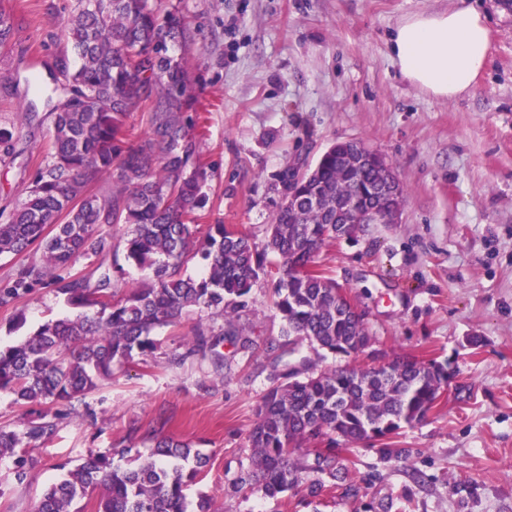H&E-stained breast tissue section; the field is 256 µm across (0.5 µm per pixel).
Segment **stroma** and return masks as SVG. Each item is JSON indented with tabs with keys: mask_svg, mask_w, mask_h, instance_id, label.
I'll list each match as a JSON object with an SVG mask.
<instances>
[{
	"mask_svg": "<svg viewBox=\"0 0 512 512\" xmlns=\"http://www.w3.org/2000/svg\"><path fill=\"white\" fill-rule=\"evenodd\" d=\"M22 30L0 57L28 76L63 49L57 38L74 0H0ZM188 29V69L202 106L200 155L208 178L205 223L246 227L263 243L279 200L275 176L315 164L337 142L359 140L394 167L404 201L392 224H368L356 239L316 256L362 308L374 349L448 369L441 403L395 439L407 458L367 445L344 453L346 478L312 498L299 490L272 499L234 493L250 455L248 434L271 385L267 352L283 362L312 356L290 349L258 282L237 318L254 341L223 344V367L186 355L197 321L222 317L192 309L180 326L155 329L153 354L114 369L110 379L65 406H26L0 391V425L24 428L54 414L53 436L27 454L31 480L0 464V512H33L43 491L91 453L123 437L143 448L153 432L188 443L209 463L189 491L218 512H512V9L500 0H162ZM476 9L491 31L488 62L468 96L435 98L403 79L388 40L407 15ZM0 126L14 128L18 157L0 162V212L22 200L45 155L48 124L28 125L15 97L0 95ZM69 309L39 285L0 306V345L18 343ZM358 486L357 497L345 495Z\"/></svg>",
	"mask_w": 512,
	"mask_h": 512,
	"instance_id": "35a3bbf8",
	"label": "stroma"
}]
</instances>
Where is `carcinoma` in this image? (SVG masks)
Returning <instances> with one entry per match:
<instances>
[{"label": "carcinoma", "mask_w": 512, "mask_h": 512, "mask_svg": "<svg viewBox=\"0 0 512 512\" xmlns=\"http://www.w3.org/2000/svg\"><path fill=\"white\" fill-rule=\"evenodd\" d=\"M20 30L13 13L0 6V47L18 39ZM61 37L67 47L45 64L47 78L0 75V88L19 97L26 123L51 122L46 158L19 205L0 213V255L36 246L41 257L19 266L0 287V305L49 283L80 313L47 321L19 344L0 348V390L23 404L67 405L112 377L114 366L153 352L152 331L181 323L191 308L224 317L225 327L214 340L210 325L196 322L187 353L212 351L223 339L246 349L253 340L234 317L262 279L273 282L284 336L308 342L324 359L366 354L372 340L364 318L350 313L336 297V282L312 266L334 239L336 202L351 200L359 181L383 180L373 166L356 167L362 143L347 141L341 152L320 156L303 188L316 195L300 209H288L280 195L263 246L223 223L207 225L200 240L207 197L199 119L182 117L197 111L199 101L183 59L174 54L188 39L177 7L164 11L159 0H76ZM142 107L150 112L149 130L138 135L128 116ZM13 158L14 131L0 126V160ZM107 172L116 178L112 195L88 193L87 185ZM118 224L125 260L152 270L148 282L123 295L116 292V266L71 274L78 257L112 251L103 227ZM197 255L206 268L193 278L183 269ZM447 379L435 361L398 356L383 369L336 366L271 387L257 407L251 455L234 491L276 498L303 486L317 496L322 484L308 475L336 477L344 443L379 442L383 455L403 457L405 449L390 440L426 419ZM55 430L47 413L22 430L0 426V460L12 463L18 481L32 469L21 449ZM150 440L152 448L135 467L89 454L43 492L35 512H72L75 500L93 492L96 512H188L186 490L208 457L170 437Z\"/></svg>", "instance_id": "1"}]
</instances>
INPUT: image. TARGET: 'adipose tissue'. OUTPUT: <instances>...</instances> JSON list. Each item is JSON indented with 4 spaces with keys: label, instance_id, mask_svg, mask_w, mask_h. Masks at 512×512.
Listing matches in <instances>:
<instances>
[{
    "label": "adipose tissue",
    "instance_id": "1",
    "mask_svg": "<svg viewBox=\"0 0 512 512\" xmlns=\"http://www.w3.org/2000/svg\"><path fill=\"white\" fill-rule=\"evenodd\" d=\"M489 50L490 29L470 7L411 15L389 42V56L399 74L445 99L470 93Z\"/></svg>",
    "mask_w": 512,
    "mask_h": 512
}]
</instances>
